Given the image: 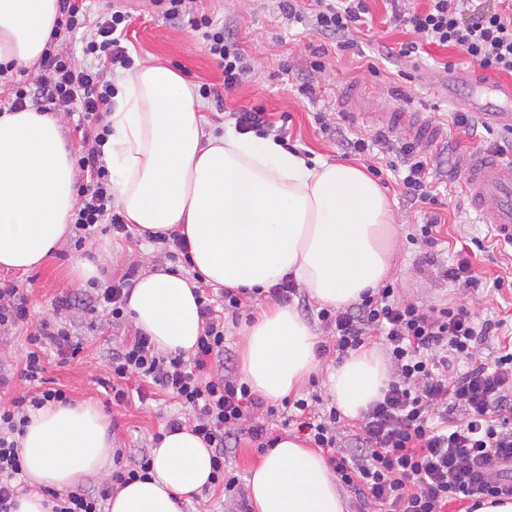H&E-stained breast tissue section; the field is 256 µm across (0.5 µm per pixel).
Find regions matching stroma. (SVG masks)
Instances as JSON below:
<instances>
[{
    "label": "stroma",
    "instance_id": "obj_1",
    "mask_svg": "<svg viewBox=\"0 0 512 512\" xmlns=\"http://www.w3.org/2000/svg\"><path fill=\"white\" fill-rule=\"evenodd\" d=\"M84 5L83 28L57 39L58 47L79 67L94 63L83 51L86 37L107 12L124 7L122 0H85ZM367 6L355 34L356 46L343 51L317 29L313 0H300L294 17L284 11L282 0H186L177 20L169 19L153 0H144L127 27L129 52L135 63H162L200 89L196 102L205 117L203 135L223 132L225 123L235 121L240 110L260 108L268 112L272 123L267 136L287 140L301 154L376 169V182L403 219L397 227L398 246L387 279L396 299L428 306L463 305L483 320L512 316V255L500 250L490 227L478 221L460 179L448 176L449 144L490 151L512 138V132L482 123L477 135L471 136L456 127L453 119L458 108L446 97L440 80L446 69L472 74L475 66L456 50L428 45L405 58L383 56L382 46L399 47L412 35L393 23L386 0H367ZM204 16L223 26L225 39L244 58L241 82L233 91H225L222 69L195 28ZM305 83L312 88L306 95L300 92ZM370 110L413 112L443 130L438 141L425 146L434 164L431 186L440 201L437 215L443 223V243L438 248H429L421 236L424 210L407 204L401 194L405 170L399 157L375 143L379 133L396 143L411 140L412 134L407 126L388 127L367 119ZM341 112L351 115L353 124L337 127ZM346 138L365 139L367 151L346 155L342 144ZM86 244L105 255L124 252L123 263L102 260L108 282L119 279L132 265L144 271L152 262L168 264L171 252L167 245L135 235L115 238L98 232L87 238ZM459 251L469 253L475 262L482 277L477 287L460 288L440 277L441 267ZM81 258V253L71 249L63 255L55 252L42 266L22 275L0 266V277H21L28 291L31 319L36 322L51 317L56 299L77 288L72 269ZM498 278L504 279V288H494ZM63 320L84 339L87 348L81 360L47 363L46 378L64 385L72 401H91L110 413L115 447L152 448L155 435L180 409L170 401L113 405L108 358L114 342L133 335L132 322L107 328L90 322L77 310L65 313Z\"/></svg>",
    "mask_w": 512,
    "mask_h": 512
}]
</instances>
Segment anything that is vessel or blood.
Listing matches in <instances>:
<instances>
[{
    "instance_id": "obj_1",
    "label": "vessel or blood",
    "mask_w": 512,
    "mask_h": 512,
    "mask_svg": "<svg viewBox=\"0 0 512 512\" xmlns=\"http://www.w3.org/2000/svg\"><path fill=\"white\" fill-rule=\"evenodd\" d=\"M397 123L408 125L413 137L431 143L441 131L413 114H400ZM464 193L496 240L512 246V163L501 162L490 151H479L463 164Z\"/></svg>"
}]
</instances>
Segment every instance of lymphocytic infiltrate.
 <instances>
[{
  "mask_svg": "<svg viewBox=\"0 0 512 512\" xmlns=\"http://www.w3.org/2000/svg\"><path fill=\"white\" fill-rule=\"evenodd\" d=\"M392 17L413 33L398 53L408 57L420 44L454 48L470 63L512 76V0H428L425 10L400 8L390 0ZM365 0H330L315 14L316 26L341 49L353 48L354 32ZM130 21L126 13H108L84 46L95 65L76 67L68 54L48 48L41 55L38 86L24 84L10 91V111L80 109L76 125L79 148L73 162L81 174L70 245L82 249L97 230L126 236L130 227L112 210V182L102 159L107 136L103 110L112 95L107 74L127 68L131 56L123 41ZM209 27L208 51L224 70V88L233 90L244 70L238 49L224 33ZM406 170L400 185L416 205H433L428 189L431 158L417 141L399 148ZM132 276L124 274L107 286L90 283L58 299L56 311L80 309L109 325L126 316ZM202 332L192 353L162 354L148 336L135 333L113 348L109 368L113 379L137 377L155 393L175 401L187 417H171L166 430L190 427L212 450L210 486L221 493L236 492L239 478L224 463V451L242 440L265 451L271 439L259 411L276 415L274 407L235 375L224 372V317L240 318L255 300L244 288L222 292L223 310H216L208 289L195 292ZM320 320L335 339L339 356L362 348L371 337L383 341L393 368L380 400L362 415L356 432L343 435L337 409L316 412L310 398L290 404L292 419L310 443L325 452L338 481L373 512H448L453 503L479 507L487 498H512V344H501L493 362L478 355L481 337L500 330V322L479 320L462 305L422 306L400 302L391 287L364 295L344 309H321ZM29 299L21 284L0 280V335L27 327L28 344L20 375L30 388L0 404V512H13L23 473L16 438L24 434L32 411L50 403H68L63 387H49L43 373L47 349L60 362L77 358L83 341L66 323L43 319L31 322ZM111 476L90 487L51 492L50 512H105V503L119 488L149 479L150 453L113 454Z\"/></svg>",
  "mask_w": 512,
  "mask_h": 512,
  "instance_id": "1",
  "label": "lymphocytic infiltrate"
}]
</instances>
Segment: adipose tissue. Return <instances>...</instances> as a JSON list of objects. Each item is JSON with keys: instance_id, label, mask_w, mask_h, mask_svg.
Segmentation results:
<instances>
[{"instance_id": "1", "label": "adipose tissue", "mask_w": 512, "mask_h": 512, "mask_svg": "<svg viewBox=\"0 0 512 512\" xmlns=\"http://www.w3.org/2000/svg\"><path fill=\"white\" fill-rule=\"evenodd\" d=\"M58 0H0V63L29 68L50 43ZM102 159L117 206L138 233H184L194 277L154 269L127 304L138 330L165 352H192L202 319L198 282L269 289L285 277L317 302L344 307L381 287L397 246L395 219L362 168L283 149L271 138L225 127L202 139L193 87L166 65L145 63L119 83ZM63 118L28 109L0 113V265L33 270L69 232L77 204ZM240 372L277 402L319 372L310 325L271 303L241 330ZM389 379L375 350L353 352L328 374L337 410L355 419ZM18 439L30 489L15 512H47L44 486L73 488L112 466V418L89 403L32 412ZM212 452L190 428L165 433L148 480L120 488L108 512H180L203 489ZM255 512H347L324 458L280 437L248 480Z\"/></svg>"}]
</instances>
